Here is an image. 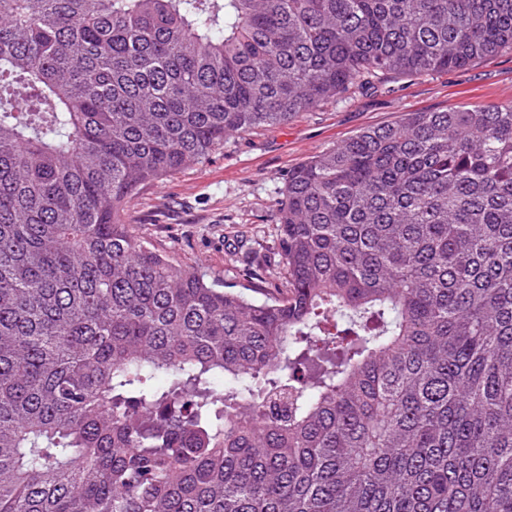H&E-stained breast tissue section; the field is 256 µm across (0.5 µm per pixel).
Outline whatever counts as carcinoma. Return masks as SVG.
<instances>
[{"label": "carcinoma", "mask_w": 512, "mask_h": 512, "mask_svg": "<svg viewBox=\"0 0 512 512\" xmlns=\"http://www.w3.org/2000/svg\"><path fill=\"white\" fill-rule=\"evenodd\" d=\"M512 48V0H0V512H512V102L288 172L286 288L125 205L224 137Z\"/></svg>", "instance_id": "carcinoma-1"}]
</instances>
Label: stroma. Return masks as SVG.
I'll return each instance as SVG.
<instances>
[{"label":"stroma","instance_id":"1","mask_svg":"<svg viewBox=\"0 0 512 512\" xmlns=\"http://www.w3.org/2000/svg\"><path fill=\"white\" fill-rule=\"evenodd\" d=\"M512 102V50L463 70L388 81L329 100L286 124L229 135L202 163L143 186L127 204L137 234L209 281L264 299L285 280L276 220L285 178L308 157L405 112Z\"/></svg>","mask_w":512,"mask_h":512}]
</instances>
